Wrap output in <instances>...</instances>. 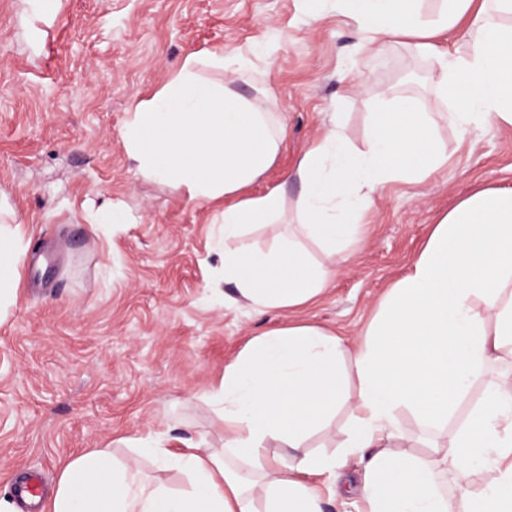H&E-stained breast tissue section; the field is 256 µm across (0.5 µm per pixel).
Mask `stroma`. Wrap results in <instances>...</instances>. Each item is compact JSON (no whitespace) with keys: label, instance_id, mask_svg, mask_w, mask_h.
<instances>
[{"label":"stroma","instance_id":"stroma-1","mask_svg":"<svg viewBox=\"0 0 512 512\" xmlns=\"http://www.w3.org/2000/svg\"><path fill=\"white\" fill-rule=\"evenodd\" d=\"M312 10L313 24L300 0H58L49 11L0 0V201L31 230L18 301L0 322V497L27 470L51 495L66 461L95 448L127 458L129 438L219 444L207 395L251 339L291 321L354 339L443 214L481 188H512V130L440 125L447 165L376 194L321 297L262 313L225 300L223 201L142 177L123 143L137 100L186 55L252 58L238 74L199 73L249 99L270 90L268 110L286 125L250 188H280L283 216L249 226L239 248L300 236L292 172L325 128L362 150L378 93L446 108L414 38H386L374 55L334 0ZM90 200L124 207L128 222L88 223Z\"/></svg>","mask_w":512,"mask_h":512}]
</instances>
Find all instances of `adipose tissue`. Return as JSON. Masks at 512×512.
<instances>
[{
	"label": "adipose tissue",
	"instance_id": "adipose-tissue-1",
	"mask_svg": "<svg viewBox=\"0 0 512 512\" xmlns=\"http://www.w3.org/2000/svg\"><path fill=\"white\" fill-rule=\"evenodd\" d=\"M421 0H336L367 43L413 37L438 66L436 87L449 111L410 99L378 98L366 151L336 129L323 131L294 170L301 184L298 224L322 260L292 239L268 251L224 254V280L258 309H292L321 295L344 246L357 239L373 196L393 181L418 182L448 156L440 122L512 127V0H443L424 16ZM472 23L481 38L464 57L431 39ZM187 55L127 121L123 142L138 171L188 198L231 203L219 213L225 240L253 224L277 223L279 189L249 194L286 136L263 100L248 99L197 73ZM26 226L0 206V320L18 296ZM351 343L315 323H290L253 338L208 399L224 421L221 447L198 439L181 452L164 434L130 439V458L99 448L68 460L41 512H323L308 474H333L357 459L367 512H512V377L491 368L512 359V189L488 187L444 214L408 273L382 297ZM359 379L348 398L341 371ZM350 425L337 453L316 455L306 441L339 407ZM422 428H449L448 444L407 454L400 413ZM285 447L271 452L270 443ZM151 459L187 474L173 490L144 476ZM456 484L453 500L441 478Z\"/></svg>",
	"mask_w": 512,
	"mask_h": 512
}]
</instances>
